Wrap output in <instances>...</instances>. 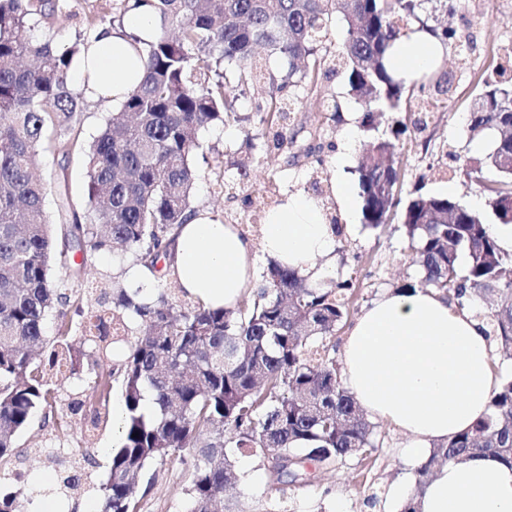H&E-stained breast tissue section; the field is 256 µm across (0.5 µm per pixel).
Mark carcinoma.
Instances as JSON below:
<instances>
[{
    "label": "carcinoma",
    "mask_w": 512,
    "mask_h": 512,
    "mask_svg": "<svg viewBox=\"0 0 512 512\" xmlns=\"http://www.w3.org/2000/svg\"><path fill=\"white\" fill-rule=\"evenodd\" d=\"M46 5L0 0V467L12 462L35 414L55 417L61 397L54 373L63 363L86 380L67 408L91 412V428L110 419L112 383L124 400L122 445L112 453L96 512H140L166 465L184 471L186 512H278L280 487L347 459L370 462L378 448L374 424L336 361L352 280L314 285L271 260L259 289L234 308L187 301L180 287L147 296L115 280L98 283L89 302L74 284L100 252L119 253L154 276L171 259L178 229L194 211L198 133L231 117L238 92L259 83L256 48L288 60L287 71L269 75L273 92L256 112L277 146L293 149L298 137L279 93L298 98L339 72L347 95L365 104V133L374 117L411 110L406 91L446 100L451 85L440 69L408 85L387 58L414 25L448 44V28L425 16L452 15L461 0H155L162 31L143 49L144 78L89 145L81 139L82 97L70 89L82 42L59 49L49 38L26 36ZM338 21L345 36L333 51L329 34ZM221 68L233 71L235 83ZM482 84L469 129L500 137L463 173L485 194L490 214L449 197L411 199L401 224L419 277L403 287L433 289L473 312L512 356V254L493 233L497 224H512V56L503 54ZM73 153L86 170V204L76 208L56 176L54 221L45 208L48 185L34 169L46 155ZM355 172L363 225L382 230L399 204L394 144L364 137ZM120 342L127 344L123 358L100 369L98 355ZM491 407L486 418L434 447L417 468L416 489L438 468L474 453L512 468V377L503 379ZM245 451L263 457L266 490L256 509L224 497L242 480L236 456ZM51 463L59 489L82 488L71 449ZM34 499L28 482H16L0 494V512H34Z\"/></svg>",
    "instance_id": "obj_1"
}]
</instances>
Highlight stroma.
<instances>
[{
    "label": "stroma",
    "instance_id": "obj_1",
    "mask_svg": "<svg viewBox=\"0 0 512 512\" xmlns=\"http://www.w3.org/2000/svg\"><path fill=\"white\" fill-rule=\"evenodd\" d=\"M54 9L33 29V36L50 34L58 47L86 41L99 29V17H122L123 0H50ZM434 22L471 36L474 49L470 68L477 74L491 75L493 54L497 48L512 49V0H467L465 9L453 14L437 13ZM445 69L453 77L448 104L437 113L428 128L409 127L405 112L387 114L376 120V132L390 135L398 123L407 131L395 139L401 180L398 187L402 201H409L415 190L452 197L465 206H478L487 212L484 197L459 168V158L479 157L485 152L484 136L466 129L469 106L476 90L459 76L455 49H448ZM269 88L257 84L242 94L236 105V118L201 132L202 150L193 163L198 171L192 205L219 217L223 223L236 225L252 240H259L256 225L262 224L266 211L261 200L273 197L281 201L290 193H302L318 199L325 217L336 218L344 225L342 237L336 240V266L331 274L352 279L355 296L351 316L358 314L387 291L413 279L417 267L405 249L402 226L392 220L384 231L364 228L362 221L347 224L346 209L333 193V185L347 180L357 185L356 152L344 147L346 129H358L365 109L346 94L345 77L330 75L292 104L296 123L319 125L323 136L320 150L288 161L287 150L275 149L271 135L255 122L258 103ZM340 103L342 118L332 121V105ZM252 135L253 148L242 146L245 135ZM225 167L232 182L227 189L214 185L212 166ZM379 448L372 464L351 459L322 470L307 485L287 486L284 495L286 512H389L391 488L398 482L414 479L415 472L401 458L399 450L405 437L385 422L377 424ZM64 443L70 448H87L79 465L85 489L76 498L79 512H94V488L105 478L112 448L118 447L119 436L112 425L90 429L81 416L61 411L59 421L33 427L19 438L22 467L39 487L52 485L56 473L42 452L43 446ZM185 479L178 467L159 470L150 493L141 501V512H182L186 495Z\"/></svg>",
    "mask_w": 512,
    "mask_h": 512
}]
</instances>
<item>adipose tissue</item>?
<instances>
[{"instance_id": "1", "label": "adipose tissue", "mask_w": 512, "mask_h": 512, "mask_svg": "<svg viewBox=\"0 0 512 512\" xmlns=\"http://www.w3.org/2000/svg\"><path fill=\"white\" fill-rule=\"evenodd\" d=\"M157 33V17L147 5L128 11L121 27L98 29L72 66L86 97L123 104L144 76L137 43ZM444 52L439 41L415 32L396 42L388 66L410 75ZM335 252L336 236L318 202L294 194L267 213L256 242L210 213H193L180 229L171 273L193 299L232 307L257 283V254L318 282L331 270ZM490 347L485 324L435 291H391L350 325L342 375L367 414L405 435L402 456L417 467L434 445L488 413L501 385ZM392 496L414 500L418 512H512V469L475 454L438 469L420 493L399 484Z\"/></svg>"}]
</instances>
